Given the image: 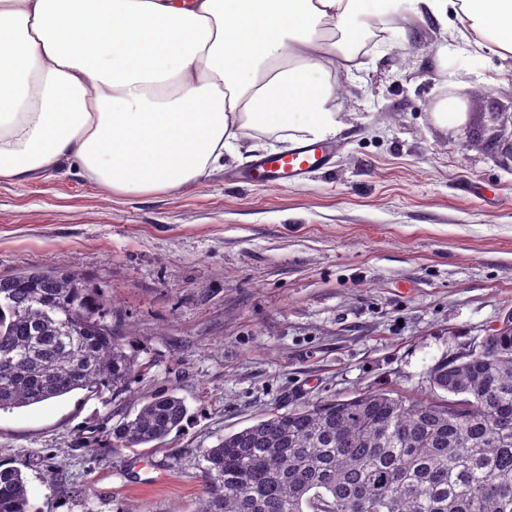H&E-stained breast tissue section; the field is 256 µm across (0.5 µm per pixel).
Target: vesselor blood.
Instances as JSON below:
<instances>
[{"instance_id": "vessel-or-blood-1", "label": "vessel or blood", "mask_w": 512, "mask_h": 512, "mask_svg": "<svg viewBox=\"0 0 512 512\" xmlns=\"http://www.w3.org/2000/svg\"><path fill=\"white\" fill-rule=\"evenodd\" d=\"M329 162L330 152L326 147L302 144L285 153L259 157L253 161L248 176L253 180L283 186L302 178L311 170L328 166Z\"/></svg>"}]
</instances>
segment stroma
Returning <instances> with one entry per match:
<instances>
[{"label":"stroma","mask_w":512,"mask_h":512,"mask_svg":"<svg viewBox=\"0 0 512 512\" xmlns=\"http://www.w3.org/2000/svg\"><path fill=\"white\" fill-rule=\"evenodd\" d=\"M465 84L459 117L435 111ZM331 166L283 188L225 161L202 182L114 194L74 169L0 183V276L79 274L139 363L126 391L0 412V465L37 512H192L201 449L267 414L369 389L417 399L442 357L512 313V58L432 22L336 89ZM188 417L158 448L108 447L144 397ZM64 472L55 480V472Z\"/></svg>","instance_id":"35a3bbf8"}]
</instances>
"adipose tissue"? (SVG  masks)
<instances>
[{
	"instance_id": "1",
	"label": "adipose tissue",
	"mask_w": 512,
	"mask_h": 512,
	"mask_svg": "<svg viewBox=\"0 0 512 512\" xmlns=\"http://www.w3.org/2000/svg\"><path fill=\"white\" fill-rule=\"evenodd\" d=\"M429 19L512 55V0H0V181L70 162L170 192L243 144L326 140L358 45Z\"/></svg>"
}]
</instances>
